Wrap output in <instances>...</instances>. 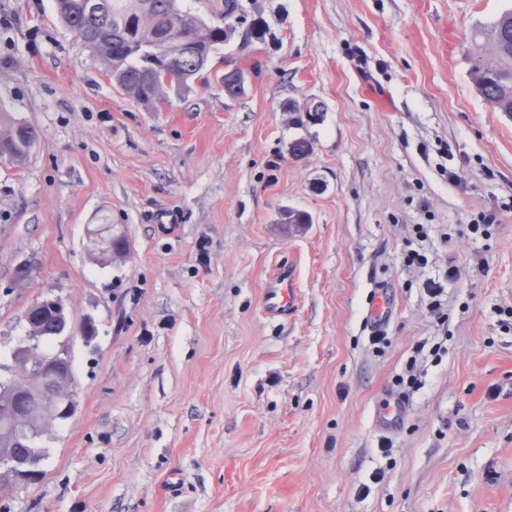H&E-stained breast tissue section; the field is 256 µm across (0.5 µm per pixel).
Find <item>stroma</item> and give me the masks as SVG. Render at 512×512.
<instances>
[{
	"label": "stroma",
	"mask_w": 512,
	"mask_h": 512,
	"mask_svg": "<svg viewBox=\"0 0 512 512\" xmlns=\"http://www.w3.org/2000/svg\"><path fill=\"white\" fill-rule=\"evenodd\" d=\"M246 6L262 38L219 47L156 112L53 0H0V110L38 133L0 159V364L42 298L96 328L71 340L76 412L10 512H512V118L464 51L512 0ZM313 101L321 121L296 126L289 104ZM484 211L497 224L470 233ZM107 226L126 253L104 263ZM282 267L298 309L271 322ZM378 287L394 311L375 344ZM388 391L393 429L374 420ZM404 406L399 396L389 395L385 406L376 411L377 421L385 426H396L403 417Z\"/></svg>",
	"instance_id": "obj_1"
}]
</instances>
